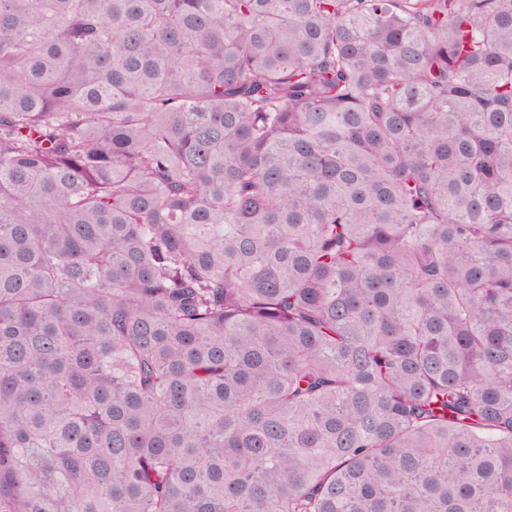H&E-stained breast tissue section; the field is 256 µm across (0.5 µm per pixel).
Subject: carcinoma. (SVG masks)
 Returning <instances> with one entry per match:
<instances>
[{
    "label": "carcinoma",
    "mask_w": 512,
    "mask_h": 512,
    "mask_svg": "<svg viewBox=\"0 0 512 512\" xmlns=\"http://www.w3.org/2000/svg\"><path fill=\"white\" fill-rule=\"evenodd\" d=\"M0 512H512V0H0Z\"/></svg>",
    "instance_id": "carcinoma-1"
}]
</instances>
